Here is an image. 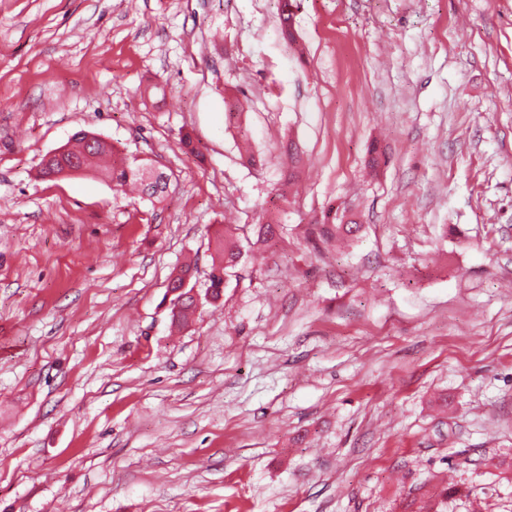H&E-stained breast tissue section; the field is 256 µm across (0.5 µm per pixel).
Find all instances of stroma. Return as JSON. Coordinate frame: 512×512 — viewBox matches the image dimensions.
I'll use <instances>...</instances> for the list:
<instances>
[{
	"mask_svg": "<svg viewBox=\"0 0 512 512\" xmlns=\"http://www.w3.org/2000/svg\"><path fill=\"white\" fill-rule=\"evenodd\" d=\"M81 128L169 196L40 179ZM332 206L364 230L313 248ZM477 506L512 512V0H0V512ZM217 256L213 258L208 283L204 293L206 302L219 299L224 291L229 269H235L244 258L240 240L224 228V236L218 239ZM192 278L189 266L180 269L170 280L168 293L173 296L170 299L172 322L183 323L190 311H193L202 303L201 294L194 292L195 285L190 286Z\"/></svg>",
	"mask_w": 512,
	"mask_h": 512,
	"instance_id": "obj_1",
	"label": "stroma"
}]
</instances>
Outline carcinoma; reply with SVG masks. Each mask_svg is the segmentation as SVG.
Instances as JSON below:
<instances>
[{
  "label": "carcinoma",
  "mask_w": 512,
  "mask_h": 512,
  "mask_svg": "<svg viewBox=\"0 0 512 512\" xmlns=\"http://www.w3.org/2000/svg\"><path fill=\"white\" fill-rule=\"evenodd\" d=\"M72 146L60 148L58 154H48L41 162L39 176L55 179L62 175L95 171L116 186L132 185L151 204L162 202L170 187V175L152 163L135 156H126L121 162L113 160L114 145L93 132L80 129L71 136ZM345 214L329 208L324 214L319 236L324 240L333 237L350 239L360 231L361 225L344 221ZM244 258L240 240L232 232L224 231L218 239L217 256L213 258L205 293L194 291L190 285L191 268L179 270L170 280V310L172 321L182 323L189 312L195 310L201 300L215 301L224 291L228 272L237 267Z\"/></svg>",
  "instance_id": "obj_1"
}]
</instances>
